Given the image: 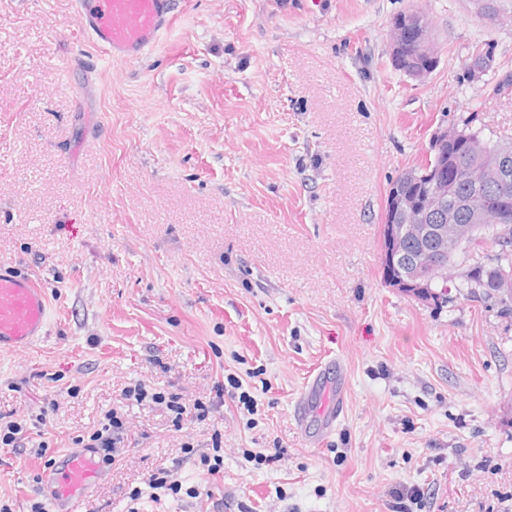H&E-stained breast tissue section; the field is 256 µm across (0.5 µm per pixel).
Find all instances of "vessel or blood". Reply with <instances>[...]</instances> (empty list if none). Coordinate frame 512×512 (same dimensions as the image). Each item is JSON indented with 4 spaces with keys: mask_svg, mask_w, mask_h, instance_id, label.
Wrapping results in <instances>:
<instances>
[{
    "mask_svg": "<svg viewBox=\"0 0 512 512\" xmlns=\"http://www.w3.org/2000/svg\"><path fill=\"white\" fill-rule=\"evenodd\" d=\"M87 36L113 58L150 51L172 20V0H78ZM50 320L47 294L36 281L0 270V350L31 346ZM55 501L75 505L103 476L94 452L69 453L50 470Z\"/></svg>",
    "mask_w": 512,
    "mask_h": 512,
    "instance_id": "1",
    "label": "vessel or blood"
}]
</instances>
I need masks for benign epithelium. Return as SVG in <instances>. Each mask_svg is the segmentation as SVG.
<instances>
[{
	"instance_id": "7a95c632",
	"label": "benign epithelium",
	"mask_w": 512,
	"mask_h": 512,
	"mask_svg": "<svg viewBox=\"0 0 512 512\" xmlns=\"http://www.w3.org/2000/svg\"><path fill=\"white\" fill-rule=\"evenodd\" d=\"M390 45L393 63L413 77L427 75L437 64L430 22L422 13L398 16L390 28ZM450 142L464 145L465 158L448 155ZM491 143L476 131L464 134L453 125L437 127L427 151L430 188L413 200L400 194L387 207L381 233L392 241L393 251L382 253V263L400 262L409 244H419L421 254L398 272L395 287L413 289L410 296L421 302H429L421 290L430 284L452 283L464 276L448 255L473 243V225L493 224L499 241L512 240V150L504 147L490 161ZM461 176L475 188L493 189L490 196L472 209L469 224L457 223L455 211L446 209L448 187ZM444 213L448 217L441 219V223H429L432 216Z\"/></svg>"
}]
</instances>
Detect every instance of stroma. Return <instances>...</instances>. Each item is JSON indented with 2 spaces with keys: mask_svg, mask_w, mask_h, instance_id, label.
I'll use <instances>...</instances> for the list:
<instances>
[{
  "mask_svg": "<svg viewBox=\"0 0 512 512\" xmlns=\"http://www.w3.org/2000/svg\"><path fill=\"white\" fill-rule=\"evenodd\" d=\"M438 62H392L400 14ZM135 60L105 57L75 0H0V268L45 288L33 346L0 351V501L53 502L75 451L134 383L224 403L173 425L129 409V443L76 512L177 469L192 498L140 512H512V314L466 290L423 304L382 278L390 184L438 125L512 138V0H173ZM489 54L480 78L475 58ZM340 365L331 433L299 398ZM249 392L257 409L239 396ZM215 478L180 464L191 440ZM51 443L47 457L33 444ZM430 28L427 16L418 12L400 15L392 22V61L398 68L406 69L410 76L423 77L437 64ZM223 436L220 432H215L211 436V454H199V460L196 459L197 446L193 442L186 441L181 447V451L184 454L181 463L192 462L194 466L202 469L203 475L215 476L224 469V448H223Z\"/></svg>",
  "mask_w": 512,
  "mask_h": 512,
  "instance_id": "stroma-1",
  "label": "stroma"
}]
</instances>
